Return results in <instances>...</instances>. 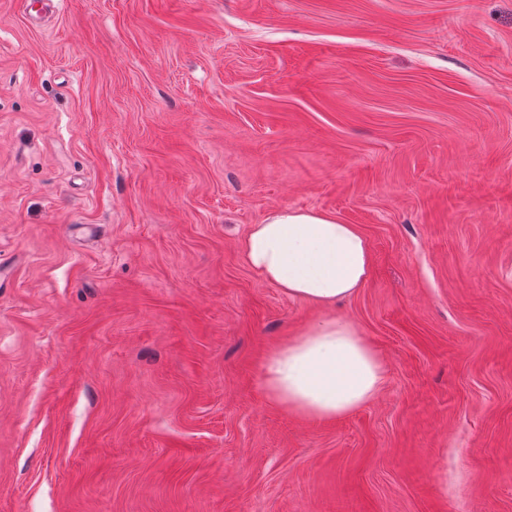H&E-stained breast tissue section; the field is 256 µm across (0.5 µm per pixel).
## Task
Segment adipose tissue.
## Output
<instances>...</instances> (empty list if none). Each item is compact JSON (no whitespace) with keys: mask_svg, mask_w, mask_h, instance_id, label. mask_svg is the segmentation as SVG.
I'll list each match as a JSON object with an SVG mask.
<instances>
[{"mask_svg":"<svg viewBox=\"0 0 512 512\" xmlns=\"http://www.w3.org/2000/svg\"><path fill=\"white\" fill-rule=\"evenodd\" d=\"M239 249L261 279L322 311L265 354L260 378L269 399L320 420L368 404L384 384L382 358L353 321L332 313L369 277L370 248L362 231L320 211L281 207L250 225Z\"/></svg>","mask_w":512,"mask_h":512,"instance_id":"adipose-tissue-1","label":"adipose tissue"}]
</instances>
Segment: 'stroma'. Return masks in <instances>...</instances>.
I'll return each instance as SVG.
<instances>
[{"label": "stroma", "mask_w": 512, "mask_h": 512, "mask_svg": "<svg viewBox=\"0 0 512 512\" xmlns=\"http://www.w3.org/2000/svg\"><path fill=\"white\" fill-rule=\"evenodd\" d=\"M55 4L0 0V512H512V0ZM278 207L369 242L350 416L260 385Z\"/></svg>", "instance_id": "stroma-1"}]
</instances>
